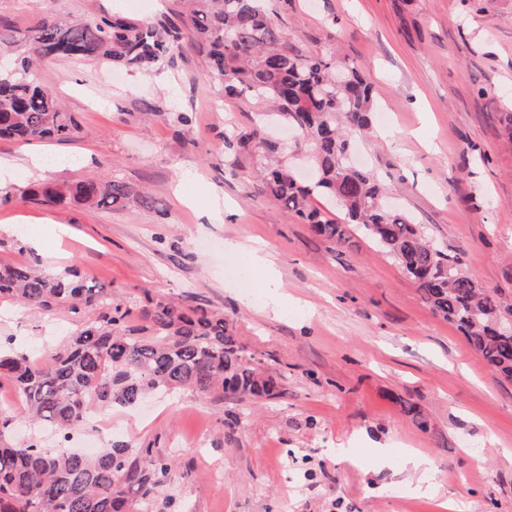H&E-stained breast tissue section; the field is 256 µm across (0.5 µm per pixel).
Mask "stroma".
<instances>
[{"mask_svg":"<svg viewBox=\"0 0 512 512\" xmlns=\"http://www.w3.org/2000/svg\"><path fill=\"white\" fill-rule=\"evenodd\" d=\"M302 53L335 54L373 87L361 166L389 203L459 252L512 307V0H267ZM54 15H115L186 28L180 0H0V27ZM78 117V139H0V157L43 154L33 174L0 181V262L53 272L57 255L111 289L143 327L146 296L224 314L245 354L280 374L281 394L243 401L190 390L95 412L101 448L171 460L168 482L129 512H512V381L421 300L401 267L363 237L326 242L267 196L259 149L229 145L264 110L220 96L183 41L152 72L51 60L35 72ZM101 172L148 192L154 209L105 211L21 200L34 185ZM194 174L195 182L185 181ZM39 237L33 247L31 237ZM264 247L273 296L248 293L255 269L225 242ZM98 310L48 316L0 301V346L43 361ZM417 406L421 429L403 413ZM22 396L0 381V440L29 441ZM429 459L437 496L416 494L407 452Z\"/></svg>","mask_w":512,"mask_h":512,"instance_id":"obj_1","label":"stroma"}]
</instances>
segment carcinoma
I'll return each instance as SVG.
<instances>
[{
  "label": "carcinoma",
  "instance_id": "1",
  "mask_svg": "<svg viewBox=\"0 0 512 512\" xmlns=\"http://www.w3.org/2000/svg\"><path fill=\"white\" fill-rule=\"evenodd\" d=\"M263 2L184 0L190 35L218 90L272 104L312 153L314 181L304 185L281 163L280 144L261 129L237 134L242 150L262 146L259 175L265 192L324 239L342 244L349 240V227L361 232L399 263L423 301L456 325L490 368L511 379L512 312L465 271L460 254L436 247L406 213L385 207L380 181L349 162L352 141L369 128L371 85L355 67L301 54ZM180 39L178 31L120 17L90 22L59 16L23 33L0 30L1 51L27 48V55L0 69V139L71 141L82 131L53 91L36 79L38 62L105 60L148 71L173 55ZM28 196L97 209L125 207L132 200L146 208L155 204L149 194L101 174L33 189ZM315 196L332 198L345 223L312 206ZM0 299L47 315L107 308L48 362L35 364L24 354L0 349V380L21 394L25 416L65 439L84 424L91 406L132 405L152 390L190 388L202 396L248 399L280 392V376L242 354L224 316L199 306L149 296L142 316L151 335L132 336L123 326L126 312L112 305V292L89 284L78 268L52 275L10 263H0ZM168 473L164 461L146 457L140 463L122 445L84 455L51 453L36 440L19 448L3 444L0 512H126L130 490L160 485Z\"/></svg>",
  "mask_w": 512,
  "mask_h": 512
}]
</instances>
